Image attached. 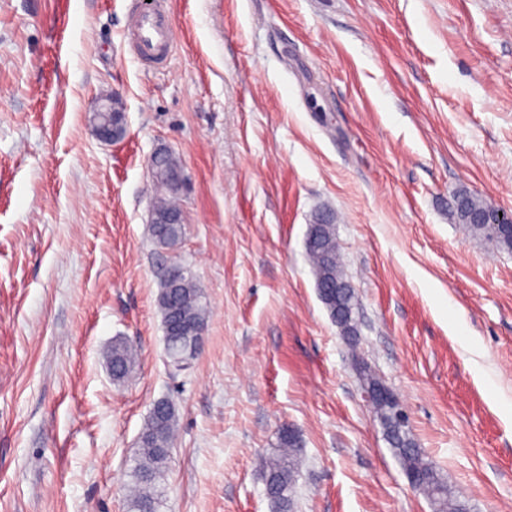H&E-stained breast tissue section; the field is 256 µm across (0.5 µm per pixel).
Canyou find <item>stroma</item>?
Segmentation results:
<instances>
[{
	"mask_svg": "<svg viewBox=\"0 0 512 512\" xmlns=\"http://www.w3.org/2000/svg\"><path fill=\"white\" fill-rule=\"evenodd\" d=\"M128 0H0V512H128L152 403L178 436L160 512H273L256 459L298 440L293 512H434L393 456L359 363L468 512H512V254L448 213L467 188L512 212V0H170L150 68ZM125 132L101 141L96 100ZM186 178L177 258L207 306L167 365V256L149 158ZM336 235L357 347L305 240ZM138 353L114 383L100 356ZM119 102L117 97H112L108 100L99 101L93 108V113L91 115V122L93 123L94 130L96 134L103 140H110L106 134H104L103 127L100 126L101 121H97L98 117L101 115H105L104 120H108L112 117V126H115L116 119L119 117L120 122L124 119L122 111L117 110L115 108V104ZM121 130V126L117 125L114 127V132L119 133Z\"/></svg>",
	"mask_w": 512,
	"mask_h": 512,
	"instance_id": "1",
	"label": "stroma"
}]
</instances>
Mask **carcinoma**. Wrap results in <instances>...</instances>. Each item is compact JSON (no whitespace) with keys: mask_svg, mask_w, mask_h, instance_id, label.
Returning <instances> with one entry per match:
<instances>
[{"mask_svg":"<svg viewBox=\"0 0 512 512\" xmlns=\"http://www.w3.org/2000/svg\"><path fill=\"white\" fill-rule=\"evenodd\" d=\"M181 168L178 159L169 155L162 167V175L155 185L152 204L151 234L159 247L177 246L183 238L184 225L169 224L167 220L181 212L178 180ZM489 203L482 196L462 188L453 196L452 216L474 237L491 243L500 252L512 253V235L499 224L474 221V215L486 210ZM335 216L321 211L314 216L312 233L307 237L306 250L316 277V288L343 284L338 303L347 312L343 317L350 343L358 336L359 304L340 257L334 232ZM158 306L162 325L168 327L163 336L168 345L169 365L176 370L187 368L194 360L189 353L188 340L195 329L206 326L207 311L202 301V290L193 272L188 271L173 282L159 274ZM112 369V380L121 382L129 377L135 364V349L118 339L105 352ZM386 441L403 467L406 475L420 479V488L429 492L437 512H461V500L453 493L440 469L426 459L409 436L407 424L399 423L389 415L381 423ZM178 415L174 403L162 398L155 401L139 434L130 477L134 486L129 512H159L162 505L165 480L171 448L176 437ZM281 453L263 460L267 495L275 512H293L291 491L298 473L296 458L298 437L290 428L279 436Z\"/></svg>","mask_w":512,"mask_h":512,"instance_id":"cac0c4a2","label":"carcinoma"}]
</instances>
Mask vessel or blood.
<instances>
[{"mask_svg":"<svg viewBox=\"0 0 512 512\" xmlns=\"http://www.w3.org/2000/svg\"><path fill=\"white\" fill-rule=\"evenodd\" d=\"M168 0H135L128 11L127 31L137 57L148 66L162 64L173 50Z\"/></svg>","mask_w":512,"mask_h":512,"instance_id":"obj_1","label":"vessel or blood"}]
</instances>
